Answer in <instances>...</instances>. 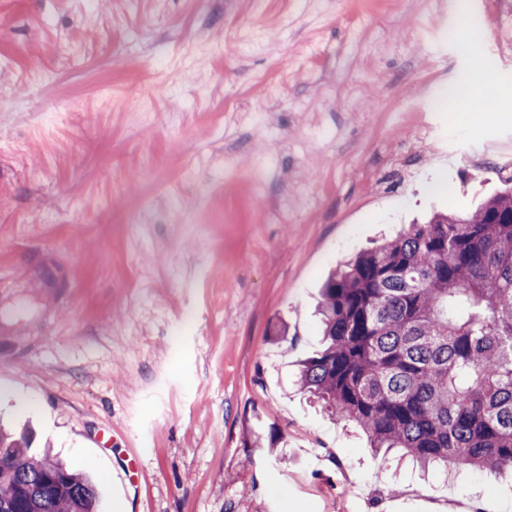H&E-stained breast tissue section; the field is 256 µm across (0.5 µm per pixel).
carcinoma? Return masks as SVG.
<instances>
[{
  "mask_svg": "<svg viewBox=\"0 0 512 512\" xmlns=\"http://www.w3.org/2000/svg\"><path fill=\"white\" fill-rule=\"evenodd\" d=\"M298 382L423 467L512 471V189L437 214L331 274ZM96 512L82 470L0 431V512Z\"/></svg>",
  "mask_w": 512,
  "mask_h": 512,
  "instance_id": "obj_1",
  "label": "carcinoma"
}]
</instances>
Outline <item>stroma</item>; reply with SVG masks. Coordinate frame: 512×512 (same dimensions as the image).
I'll list each match as a JSON object with an SVG mask.
<instances>
[{
  "label": "stroma",
  "mask_w": 512,
  "mask_h": 512,
  "mask_svg": "<svg viewBox=\"0 0 512 512\" xmlns=\"http://www.w3.org/2000/svg\"><path fill=\"white\" fill-rule=\"evenodd\" d=\"M511 177L512 0H0V425L99 512H512L296 384L330 271Z\"/></svg>",
  "instance_id": "1"
}]
</instances>
